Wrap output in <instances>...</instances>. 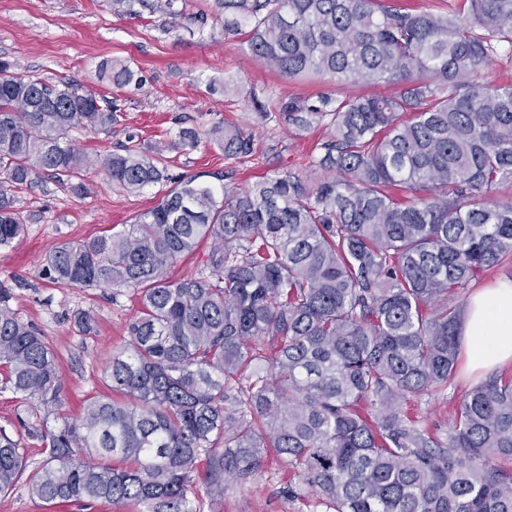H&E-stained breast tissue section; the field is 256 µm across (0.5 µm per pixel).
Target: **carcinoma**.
Masks as SVG:
<instances>
[{
	"instance_id": "1",
	"label": "carcinoma",
	"mask_w": 512,
	"mask_h": 512,
	"mask_svg": "<svg viewBox=\"0 0 512 512\" xmlns=\"http://www.w3.org/2000/svg\"><path fill=\"white\" fill-rule=\"evenodd\" d=\"M404 11L388 0H214L224 38L282 75L387 84L389 95L280 100L260 119L326 126L306 182L288 170L247 188L190 178L122 229L52 248L43 276L63 287L132 286L139 308L104 367L112 395L31 437L48 462L29 478L50 505L106 501L197 512L224 500L272 449L325 512H512V375L493 374L456 405L444 439L400 402L448 385L470 281L512 255V85L480 83L512 48V0ZM98 77L130 84L125 63ZM109 101L78 84L20 76L0 62V175L76 177L93 166L126 190L169 180L137 144L90 158L76 126L109 131ZM224 157L254 134L217 126ZM183 128L173 147L194 149ZM25 232L0 190V248ZM211 241L210 272L169 269ZM0 285L3 389L62 404L54 349ZM25 470L0 431V494Z\"/></svg>"
}]
</instances>
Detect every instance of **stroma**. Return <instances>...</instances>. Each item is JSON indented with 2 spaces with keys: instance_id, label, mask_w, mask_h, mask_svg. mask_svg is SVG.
<instances>
[{
  "instance_id": "1",
  "label": "stroma",
  "mask_w": 512,
  "mask_h": 512,
  "mask_svg": "<svg viewBox=\"0 0 512 512\" xmlns=\"http://www.w3.org/2000/svg\"><path fill=\"white\" fill-rule=\"evenodd\" d=\"M173 8L170 14L154 12L139 0L124 8L110 0H0V61L9 62L12 72L20 75L54 84L81 83L106 96L116 109L110 132H70L75 146L103 155L130 140L147 149L162 145L170 176L169 182L138 192L112 184L96 167L77 178L38 177L6 186L26 231L14 247L0 249V283L13 289L11 306L22 321L50 342L63 383L59 417L44 416L36 400L0 390V430L22 441L29 473L47 459L29 430L45 423L56 426L63 416L76 417L85 397L107 393L105 359L122 344L126 323L138 307V295L130 287L111 292L54 286L42 274L46 252L132 223L161 200L173 181L195 177L212 186L244 188L282 168L311 180L314 148L326 139V127L286 129L260 120L254 101L270 106L280 99L319 94L341 99L368 90L393 91L386 84L368 89L323 78L282 76L255 58L243 39L228 42L220 30L201 28L196 17L213 12L214 0H175ZM110 61L130 64L137 83L119 88L98 81V68ZM227 122L255 135L256 154L246 164L225 158L206 141L192 150L170 145L180 128L202 132ZM81 183L86 192H77ZM81 313L91 316L92 334H83L77 326ZM482 379V374L459 367L448 386L410 398L403 409L431 433L447 436L458 401ZM286 481L281 462L273 454H262L258 472L228 488L212 512H319L311 499L284 493Z\"/></svg>"
}]
</instances>
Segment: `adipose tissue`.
<instances>
[{
	"instance_id": "adipose-tissue-1",
	"label": "adipose tissue",
	"mask_w": 512,
	"mask_h": 512,
	"mask_svg": "<svg viewBox=\"0 0 512 512\" xmlns=\"http://www.w3.org/2000/svg\"><path fill=\"white\" fill-rule=\"evenodd\" d=\"M466 363L474 370L512 364V282L475 293L461 319Z\"/></svg>"
}]
</instances>
